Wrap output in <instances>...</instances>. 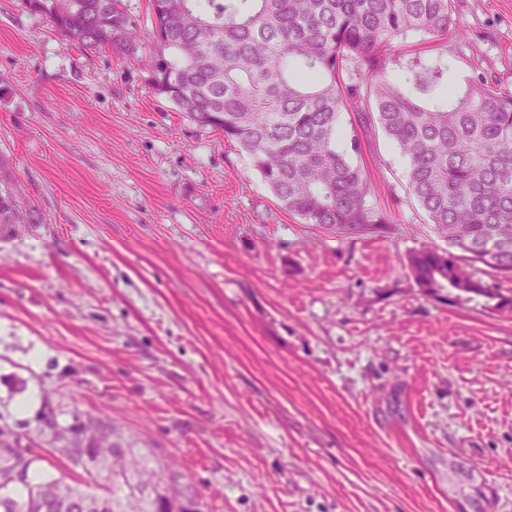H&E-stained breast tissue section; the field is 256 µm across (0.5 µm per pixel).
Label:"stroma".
Wrapping results in <instances>:
<instances>
[{"mask_svg":"<svg viewBox=\"0 0 512 512\" xmlns=\"http://www.w3.org/2000/svg\"><path fill=\"white\" fill-rule=\"evenodd\" d=\"M455 5V72L512 91V0ZM148 78L0 0V190L33 216L0 224V436L100 495L44 420L117 427L185 512H512V313L419 288L448 243L394 145L357 130L394 223L305 224Z\"/></svg>","mask_w":512,"mask_h":512,"instance_id":"35a3bbf8","label":"stroma"}]
</instances>
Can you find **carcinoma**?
<instances>
[{
	"label": "carcinoma",
	"instance_id": "carcinoma-1",
	"mask_svg": "<svg viewBox=\"0 0 512 512\" xmlns=\"http://www.w3.org/2000/svg\"><path fill=\"white\" fill-rule=\"evenodd\" d=\"M454 0H150L149 86L202 127L246 153L279 207L305 224L349 229L391 224L371 201L358 136L341 130L344 113L376 124L399 150L409 196L448 244L512 274V92L481 77H453L443 45L467 37ZM70 46L135 58L138 23L121 0H24ZM441 49L402 50L412 37ZM0 193V224L24 214ZM419 287L436 296L504 295L476 279L451 253H412ZM59 451L105 463L124 477L125 499L85 493L57 478L29 481L34 459L0 448V477L22 469L26 493L0 494V512H174L146 488L155 471L121 454L112 433L48 423Z\"/></svg>",
	"mask_w": 512,
	"mask_h": 512
}]
</instances>
